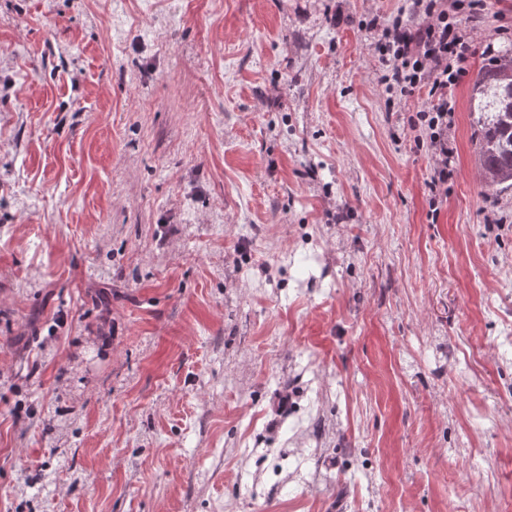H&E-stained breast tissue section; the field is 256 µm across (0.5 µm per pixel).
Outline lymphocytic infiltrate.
<instances>
[{"instance_id":"lymphocytic-infiltrate-1","label":"lymphocytic infiltrate","mask_w":512,"mask_h":512,"mask_svg":"<svg viewBox=\"0 0 512 512\" xmlns=\"http://www.w3.org/2000/svg\"><path fill=\"white\" fill-rule=\"evenodd\" d=\"M397 14L372 16L367 27L377 37L383 66L379 83L386 91L425 102L412 120L416 140L434 161L429 189L432 196L447 193L454 175L448 128L455 102L452 90L467 75L466 60L473 42L462 28V16L484 12L487 0H406Z\"/></svg>"}]
</instances>
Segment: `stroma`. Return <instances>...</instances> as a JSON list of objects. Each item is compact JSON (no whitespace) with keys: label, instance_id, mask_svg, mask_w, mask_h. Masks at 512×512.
<instances>
[{"label":"stroma","instance_id":"1","mask_svg":"<svg viewBox=\"0 0 512 512\" xmlns=\"http://www.w3.org/2000/svg\"><path fill=\"white\" fill-rule=\"evenodd\" d=\"M403 5L0 0V512H512V0L435 207ZM479 167L488 189L512 190V48L477 74L470 96Z\"/></svg>","mask_w":512,"mask_h":512}]
</instances>
